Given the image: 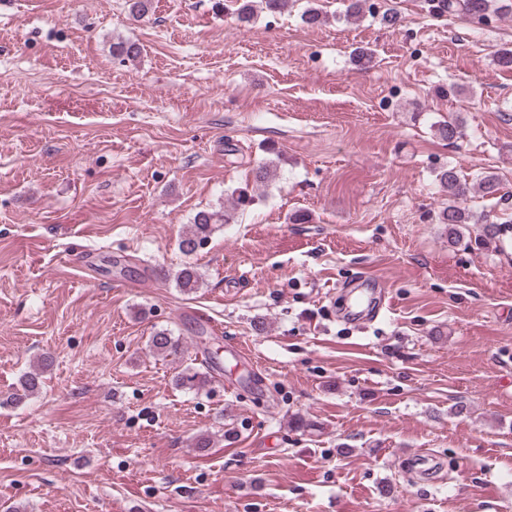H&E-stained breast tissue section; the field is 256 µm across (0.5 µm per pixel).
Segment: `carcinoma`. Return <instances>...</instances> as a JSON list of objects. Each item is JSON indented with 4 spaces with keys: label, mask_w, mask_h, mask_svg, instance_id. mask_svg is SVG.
Returning <instances> with one entry per match:
<instances>
[{
    "label": "carcinoma",
    "mask_w": 512,
    "mask_h": 512,
    "mask_svg": "<svg viewBox=\"0 0 512 512\" xmlns=\"http://www.w3.org/2000/svg\"><path fill=\"white\" fill-rule=\"evenodd\" d=\"M512 11V0H439L438 11L450 15H464L484 24L489 16L499 14V11ZM141 55L139 44L130 40H119L112 43V57L121 61H133ZM435 134L443 141L455 144L464 135L463 120L452 113L434 126ZM441 186L448 190V203L438 213V222L448 225V238L459 244L464 241L463 229L470 224L480 225V233L476 241L483 245L497 244L503 240L507 227L495 221L491 215L473 211L465 207V202L474 188H479L486 196H494L500 191V182L493 173H488L479 179L478 186H473L462 179L456 169L450 167L438 174ZM234 210H203L193 219L190 230L184 232L178 240V248L185 256L194 255L198 248L209 237L214 224H229L233 220ZM201 274L197 267L190 262L183 264L175 275V283L181 291L190 293L199 288ZM149 346L153 353L163 358L178 356L182 352L180 338L171 331L162 329L149 337ZM34 368L23 374L22 389L25 395H33L40 391L44 368ZM176 385L199 392L207 384V374L201 373L191 366L185 367L175 379Z\"/></svg>",
    "instance_id": "carcinoma-1"
}]
</instances>
